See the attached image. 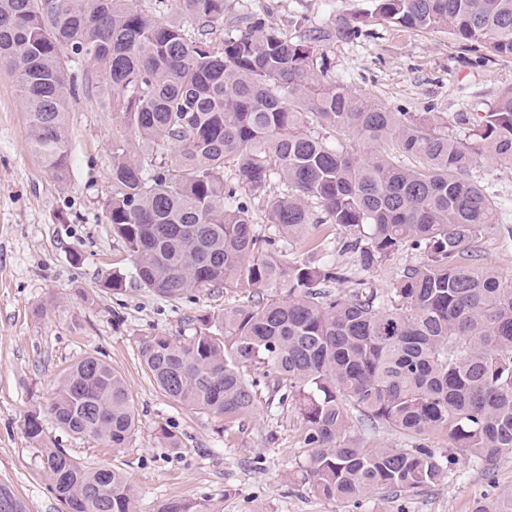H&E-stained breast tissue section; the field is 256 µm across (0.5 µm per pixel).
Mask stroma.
Returning a JSON list of instances; mask_svg holds the SVG:
<instances>
[{"label": "stroma", "mask_w": 512, "mask_h": 512, "mask_svg": "<svg viewBox=\"0 0 512 512\" xmlns=\"http://www.w3.org/2000/svg\"><path fill=\"white\" fill-rule=\"evenodd\" d=\"M365 0H255L273 26L296 34L299 24L321 27L364 7ZM336 81L390 112H425L463 136L460 114L487 111L512 84V58L480 61L451 35L374 26L354 42L326 44ZM28 107L15 74L0 68V483L24 501L26 512H61L25 435V420L47 410L68 367L94 354L124 378L139 417L127 448L115 452L45 418L48 440L78 461L120 468L136 491V512H155L160 500H208L220 512H472L475 503L512 491V453L485 466L432 436L448 452L446 478L420 492L377 491L359 505L310 493L300 454L304 423L295 408L266 406L226 429L223 417L165 396L144 374L137 341L144 335L189 336L193 322L236 304L226 292H194L171 301L144 288L131 258L112 233L104 203L110 194L116 119L96 99L79 98L68 114L70 166L65 178L47 170L29 143ZM473 173L501 208V222L475 244L484 263L512 284V169L483 159ZM418 255L403 249L364 271L333 243L331 262L390 288ZM122 290H107L113 275ZM181 440L162 446L159 428Z\"/></svg>", "instance_id": "1"}]
</instances>
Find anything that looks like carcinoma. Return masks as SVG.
I'll return each mask as SVG.
<instances>
[{"mask_svg":"<svg viewBox=\"0 0 512 512\" xmlns=\"http://www.w3.org/2000/svg\"><path fill=\"white\" fill-rule=\"evenodd\" d=\"M367 2L290 36L246 0H153L148 11L133 0H0V64L17 74L49 171L69 169L71 101L93 96L120 117L105 211L141 285L169 300L246 296L186 338L141 337L151 382L229 425L262 401H295L310 491L354 502L440 482L448 465L427 436L486 464L512 452V288L473 249L499 207L472 175L485 154L512 169V85L462 139L424 113L375 105L324 62L326 44L364 37L374 20L512 58V0ZM354 140L371 149L357 153ZM273 180L283 192L266 193ZM325 225L345 233L364 271L405 247L420 260L379 293L334 263L282 259L281 243ZM258 288L285 298L265 301ZM48 413L116 452L138 428L125 380L93 354L70 366ZM354 419L405 447L351 438ZM25 434L63 512H135L121 470L48 446L41 411ZM0 512H23L2 486ZM156 512L219 509L168 498ZM473 512H512V495Z\"/></svg>","mask_w":512,"mask_h":512,"instance_id":"obj_1","label":"carcinoma"}]
</instances>
